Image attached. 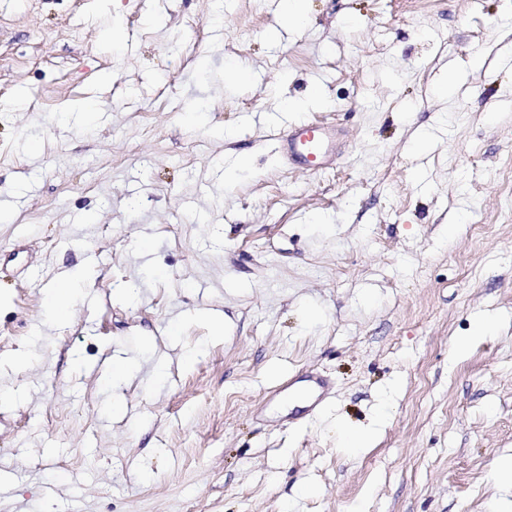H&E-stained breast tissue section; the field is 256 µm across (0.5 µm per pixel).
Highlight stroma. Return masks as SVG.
Returning <instances> with one entry per match:
<instances>
[{"label": "stroma", "mask_w": 512, "mask_h": 512, "mask_svg": "<svg viewBox=\"0 0 512 512\" xmlns=\"http://www.w3.org/2000/svg\"><path fill=\"white\" fill-rule=\"evenodd\" d=\"M303 13L0 0V512L503 496L512 0ZM300 121L344 130L331 165L282 157ZM308 371L330 393L291 416Z\"/></svg>", "instance_id": "stroma-1"}]
</instances>
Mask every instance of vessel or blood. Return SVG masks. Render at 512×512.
Here are the masks:
<instances>
[{"instance_id": "b4317fda", "label": "vessel or blood", "mask_w": 512, "mask_h": 512, "mask_svg": "<svg viewBox=\"0 0 512 512\" xmlns=\"http://www.w3.org/2000/svg\"><path fill=\"white\" fill-rule=\"evenodd\" d=\"M337 138L336 128L301 122L287 130L281 150L292 163L307 168L322 167L332 159ZM291 386L302 393L304 412L313 414L320 409L327 393L325 379L309 373L292 381Z\"/></svg>"}]
</instances>
